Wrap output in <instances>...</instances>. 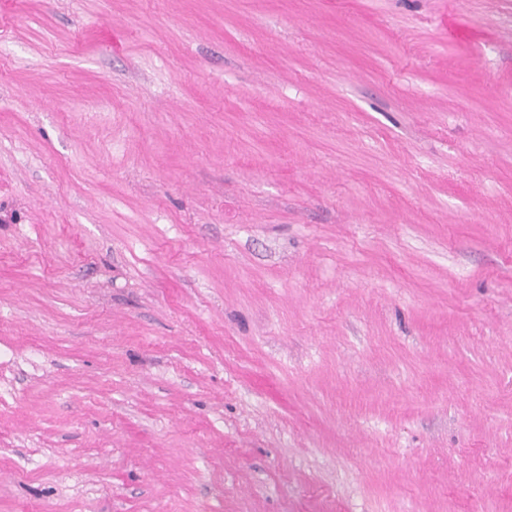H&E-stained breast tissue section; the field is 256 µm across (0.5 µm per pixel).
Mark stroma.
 I'll list each match as a JSON object with an SVG mask.
<instances>
[{
    "label": "stroma",
    "instance_id": "35a3bbf8",
    "mask_svg": "<svg viewBox=\"0 0 512 512\" xmlns=\"http://www.w3.org/2000/svg\"><path fill=\"white\" fill-rule=\"evenodd\" d=\"M0 512H512V0H0Z\"/></svg>",
    "mask_w": 512,
    "mask_h": 512
}]
</instances>
